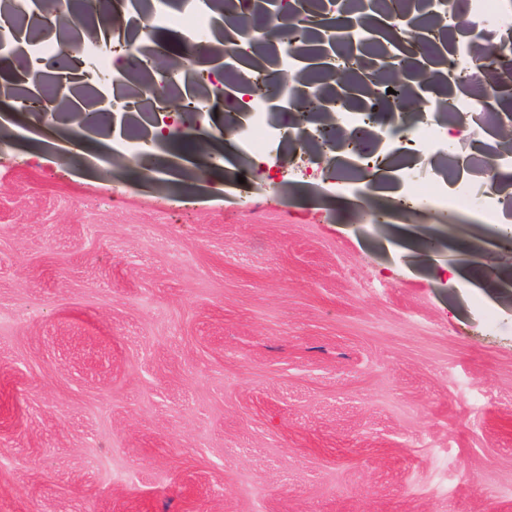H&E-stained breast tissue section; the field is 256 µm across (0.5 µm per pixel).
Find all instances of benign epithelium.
<instances>
[{
	"label": "benign epithelium",
	"mask_w": 512,
	"mask_h": 512,
	"mask_svg": "<svg viewBox=\"0 0 512 512\" xmlns=\"http://www.w3.org/2000/svg\"><path fill=\"white\" fill-rule=\"evenodd\" d=\"M248 13L238 12L237 0H195L201 12L220 18L213 40L206 46L189 40L183 53H162L155 48L157 36L162 32L160 10L145 0L138 18L120 20L118 43L135 51L137 65L113 77L118 94L111 97L99 94L91 107L92 112H150L154 131L128 150L127 160L143 162L174 134L203 127L211 117L209 106L231 95L242 93L240 111L227 117L223 131L238 133L241 118L262 107L269 112L278 110L275 102L287 99L288 124L293 130L285 132L278 123L272 124L273 135L280 139L288 154L299 151L320 158L324 175L332 174L337 153L360 152L362 146L358 125L350 121L354 115L365 116L371 123L376 117H395V109L409 98H416L427 105L435 99L437 121L444 125H467L466 117L452 105L454 88L465 84L448 78V55L454 53L464 32L459 27L447 28L444 20L448 12L456 10L455 0H420L421 9L428 15L431 27L423 30L414 15L408 11L394 13L390 0H370L362 6L355 0H320L319 12L326 26L308 20L298 29L300 12L285 0H247ZM45 10V0H0V59L9 61L15 68L28 72L32 62L50 66L43 51V44L57 40L61 52L67 57L70 68L90 63L95 51L105 47L96 26L97 12L80 15L72 7L59 9L55 23L42 28H31L26 35V45L18 46V32L7 22L17 10ZM391 21L393 38L407 53L415 52L417 44L428 32L439 38L443 54L438 59H423L412 67L396 62L390 56L379 62L368 56L366 42L376 36L379 29L374 16ZM352 42L353 56L346 67H354L361 74L360 87H353L339 80L343 67L336 65V32ZM306 40H316L328 46L320 67L328 74L326 85L320 90L309 88L302 80L308 66L304 65L305 51L297 45L298 35ZM487 56L499 57L512 48V37L496 33L485 36ZM277 73L291 77L294 85L288 90L270 93L265 90L267 76ZM188 84L191 99L201 103L194 112L185 111L186 100L166 92L176 80ZM394 93H387V89ZM512 89L505 86L496 75L484 83L483 99L497 103ZM431 94L432 98L425 97ZM14 101L19 109L42 113L48 124L73 117L71 96L61 92L50 108L43 103L24 100L17 96L15 83L0 85V102ZM494 146L486 151L484 165L479 174L493 187L497 202L506 212L512 211V186L499 180V161L512 158V113L506 112L489 128Z\"/></svg>",
	"instance_id": "7a95c632"
}]
</instances>
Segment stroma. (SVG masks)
Returning <instances> with one entry per match:
<instances>
[{"label":"stroma","instance_id":"35a3bbf8","mask_svg":"<svg viewBox=\"0 0 512 512\" xmlns=\"http://www.w3.org/2000/svg\"><path fill=\"white\" fill-rule=\"evenodd\" d=\"M263 159L176 195L0 147V512H512V258L456 287Z\"/></svg>","mask_w":512,"mask_h":512}]
</instances>
